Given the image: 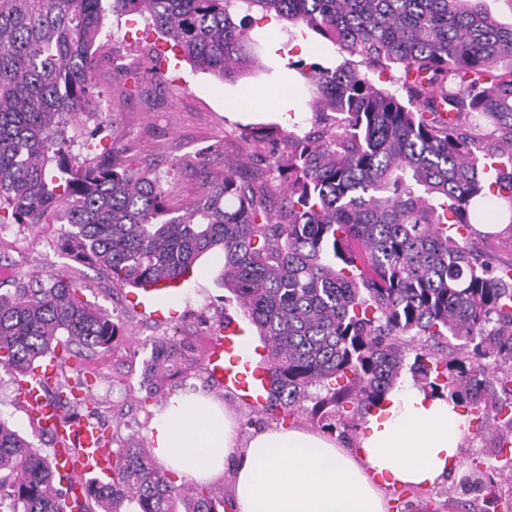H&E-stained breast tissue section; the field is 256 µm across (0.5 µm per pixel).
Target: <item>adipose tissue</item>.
<instances>
[{
	"mask_svg": "<svg viewBox=\"0 0 512 512\" xmlns=\"http://www.w3.org/2000/svg\"><path fill=\"white\" fill-rule=\"evenodd\" d=\"M163 471L199 484L232 473L234 512H390L389 491L460 472L469 423L420 387L396 386L350 445L298 426L255 428L201 393L173 394L148 424Z\"/></svg>",
	"mask_w": 512,
	"mask_h": 512,
	"instance_id": "1",
	"label": "adipose tissue"
}]
</instances>
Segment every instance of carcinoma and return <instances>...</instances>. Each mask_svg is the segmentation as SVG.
I'll list each match as a JSON object with an SVG mask.
<instances>
[{"label": "carcinoma", "mask_w": 512, "mask_h": 512, "mask_svg": "<svg viewBox=\"0 0 512 512\" xmlns=\"http://www.w3.org/2000/svg\"><path fill=\"white\" fill-rule=\"evenodd\" d=\"M310 30L359 57L309 64L311 125L288 139L271 186L224 168L190 207L170 204L161 177L120 154L77 162L69 128L99 112L92 82L105 19L138 14L169 51L222 81L262 68L250 13ZM388 75L396 91L369 73ZM61 224L60 248L112 287L167 286L202 255L223 254L221 284L256 327L268 392L256 408L286 420L330 410L345 434L404 369L467 411L494 456L512 451V263L492 268L456 224L512 225V23L488 0H0V225ZM49 273L0 293V365L22 376L51 356L108 349L119 319ZM181 348L154 346L146 378L171 379ZM327 390L322 396L314 389ZM56 423L84 400L54 396ZM312 402L309 408L306 403ZM353 405L346 414L345 404ZM483 493L463 512H512L502 465L483 461ZM73 508L63 499L74 487ZM228 492L188 487L153 450L112 449V475L63 474L0 418V512H226Z\"/></svg>", "instance_id": "cac0c4a2"}]
</instances>
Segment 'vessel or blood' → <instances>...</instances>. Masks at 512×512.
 <instances>
[{
	"mask_svg": "<svg viewBox=\"0 0 512 512\" xmlns=\"http://www.w3.org/2000/svg\"><path fill=\"white\" fill-rule=\"evenodd\" d=\"M237 344L235 329H227L223 336L215 338L208 352V365L218 381L234 384L246 393L253 404H262V370L254 369L247 377L224 363L225 353L234 351ZM16 385L27 404L31 422L40 426L51 425L54 414L49 395L54 385L52 373L38 370L18 379ZM53 451L56 466L64 473L81 471L106 474L112 468V456L103 442L101 429L86 421L77 420L69 427L56 428Z\"/></svg>",
	"mask_w": 512,
	"mask_h": 512,
	"instance_id": "obj_1",
	"label": "vessel or blood"
}]
</instances>
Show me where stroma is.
Masks as SVG:
<instances>
[{
	"label": "stroma",
	"mask_w": 512,
	"mask_h": 512,
	"mask_svg": "<svg viewBox=\"0 0 512 512\" xmlns=\"http://www.w3.org/2000/svg\"><path fill=\"white\" fill-rule=\"evenodd\" d=\"M144 23L136 14L107 17L98 41L99 66L93 74L102 96L99 120H88L71 147L77 159L100 156L106 149L123 152L132 165L155 168L164 186L173 193V202L183 206L203 195L212 175L220 172L226 158L239 159L248 170L266 173L276 179L268 163L271 154L287 152V142L277 144L253 141L252 127L276 123L284 131L293 124L309 130L310 94L302 75L292 64L317 62L336 67L345 54L319 35H310L314 50L301 54L294 47L283 22L272 18L253 26L263 46V71L230 84L195 69L188 62L161 70L155 68L143 36ZM128 73L126 92H113L116 70ZM286 84L289 97L299 110L288 115L269 105L257 110L236 112L229 103L243 91L255 87ZM105 130L94 134L96 123ZM59 227L40 224H7L0 227V292L13 290L17 279L35 271L67 272L81 283L79 296L93 307L118 315L121 334L110 349L88 354L82 369L94 380L92 406L94 419L106 430H117L121 443L149 441L147 424L151 413L162 408L168 387L148 397L143 385L145 360L153 344L174 341L194 358H204L211 326L232 321L241 330L249 325L238 303L217 281L223 264L220 253L201 256L193 275L181 286L151 292L152 305L141 308L132 292L113 289L107 276L96 268L74 261L58 244ZM206 374L200 368L181 367L176 381L184 388H208L228 412L248 420L251 407L236 389L206 387ZM0 416L10 420L18 432L50 452L52 438L43 427L33 425L26 407L16 393L15 375L0 366Z\"/></svg>",
	"instance_id": "obj_1"
}]
</instances>
